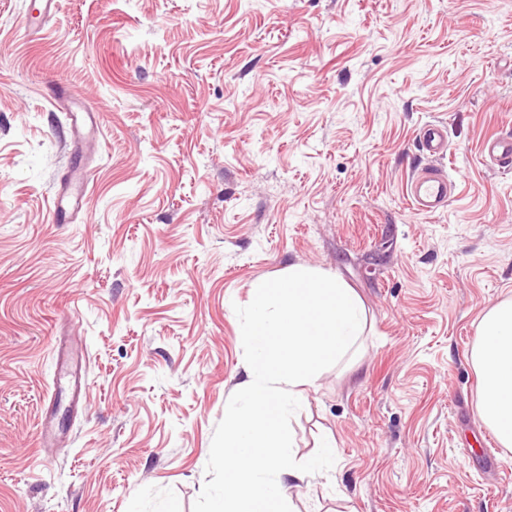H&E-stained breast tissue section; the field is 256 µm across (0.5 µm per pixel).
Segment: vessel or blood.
Instances as JSON below:
<instances>
[{"instance_id":"obj_1","label":"vessel or blood","mask_w":512,"mask_h":512,"mask_svg":"<svg viewBox=\"0 0 512 512\" xmlns=\"http://www.w3.org/2000/svg\"><path fill=\"white\" fill-rule=\"evenodd\" d=\"M55 99L68 114L72 148L85 149L96 139L94 105L63 87L56 89ZM416 138L430 163L410 177L406 195L415 211L430 215L443 210L456 189L454 180L440 165L448 154V136L443 125L430 123L418 130ZM482 154L500 170H511L512 134L486 137ZM88 187L89 177L85 170L77 169L69 174L55 203L57 220H66L69 214L81 211Z\"/></svg>"}]
</instances>
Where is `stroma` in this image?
<instances>
[{
	"label": "stroma",
	"mask_w": 512,
	"mask_h": 512,
	"mask_svg": "<svg viewBox=\"0 0 512 512\" xmlns=\"http://www.w3.org/2000/svg\"><path fill=\"white\" fill-rule=\"evenodd\" d=\"M33 3L0 0V512H193L243 376L234 308L292 265L367 314L291 419L297 457L337 443L295 512H512L469 356L512 297V174L481 154L512 133V0H60L39 32ZM59 85L100 108L92 157ZM430 122L458 189L424 215ZM422 151L436 162L447 157L448 136L445 127L439 123H430L421 127L416 135ZM89 183L85 170L76 169L69 174L55 203L54 214L58 221H66L69 214L82 210Z\"/></svg>",
	"instance_id": "1"
}]
</instances>
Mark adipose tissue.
Segmentation results:
<instances>
[{"instance_id":"ef3b65f1","label":"adipose tissue","mask_w":512,"mask_h":512,"mask_svg":"<svg viewBox=\"0 0 512 512\" xmlns=\"http://www.w3.org/2000/svg\"><path fill=\"white\" fill-rule=\"evenodd\" d=\"M470 360L481 382L480 414L500 444L512 449V299L483 315Z\"/></svg>"}]
</instances>
